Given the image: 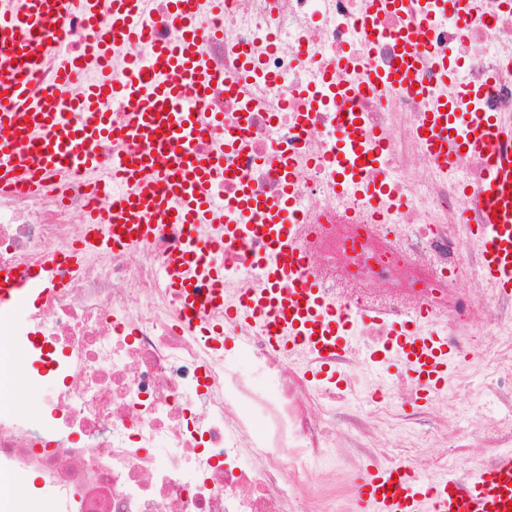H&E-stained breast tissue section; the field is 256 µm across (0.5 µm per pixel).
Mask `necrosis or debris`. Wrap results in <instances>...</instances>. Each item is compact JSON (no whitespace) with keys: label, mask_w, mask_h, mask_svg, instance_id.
Wrapping results in <instances>:
<instances>
[{"label":"necrosis or debris","mask_w":512,"mask_h":512,"mask_svg":"<svg viewBox=\"0 0 512 512\" xmlns=\"http://www.w3.org/2000/svg\"><path fill=\"white\" fill-rule=\"evenodd\" d=\"M412 8L434 15L417 84L383 100L369 74L395 65L408 14L373 18L371 0H224L223 13L204 14L217 31L208 59L222 77L206 103L226 117L206 137L242 128L251 142L248 155L225 154L229 177L214 187L225 223L241 227L219 254L224 303L203 314L214 331L189 328L165 273L183 246L176 224L84 252L53 291L20 315L0 314L12 363L31 365L12 386L13 405L0 406V476L32 477L0 495V512H319L314 490L336 465L353 493L361 463L417 470L418 449L439 438L482 448L486 469L512 447V299L486 313L482 249L454 229L480 223L463 187L479 183L503 147L490 142L448 171L419 138L433 97L460 85L475 93L459 111L512 116V0H481L463 17L446 0ZM168 12L169 0H145L148 40L117 46L118 58L145 61L151 43L177 40ZM243 70L241 97L228 81ZM351 111L359 127L350 134L339 116ZM342 145L368 159L361 183H339ZM287 154L296 164L285 175ZM243 181L290 199L305 269L346 314L352 338L334 361L341 383L313 379L315 355L275 349L261 324L234 313L265 284V243L231 207ZM379 181L385 192L374 202L365 187ZM87 182L73 173L33 190L0 185V270L24 272L76 248L79 218L95 203ZM402 330L443 337L458 360L455 382L430 390L433 405L473 393L490 415L472 429L409 438L389 455L369 440L406 436L391 418L419 389L400 372L372 386L357 362L364 349L396 358ZM228 337L263 384L228 362Z\"/></svg>","instance_id":"obj_1"}]
</instances>
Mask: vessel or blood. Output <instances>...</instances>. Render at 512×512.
<instances>
[{
    "label": "vessel or blood",
    "instance_id": "b4317fda",
    "mask_svg": "<svg viewBox=\"0 0 512 512\" xmlns=\"http://www.w3.org/2000/svg\"><path fill=\"white\" fill-rule=\"evenodd\" d=\"M220 4L172 0L170 19L179 27L180 38L154 44L151 66L135 59L118 76L112 70V50L117 43L142 40V0H0V179L31 186L73 170L100 173L97 146L108 141L122 147V157L101 174L99 189L109 204L85 215L84 242L108 246L126 234L149 237L159 224L185 225L186 244L170 258L168 275L188 316L201 306L200 283L210 284L211 300L223 299L224 263L196 230L206 225L222 240L237 238V226L225 223L212 189L224 177L225 148L249 151L248 139L241 136L216 143L206 153L193 148L218 121L201 106L217 80L205 51L209 34L201 17ZM75 11L92 31L100 13L108 12L110 37L92 38L75 63L60 61L57 40L32 45V36L45 24L66 30ZM425 21V16L415 17L398 32L402 64L372 73L377 96L413 82L421 52L416 34ZM55 60L60 63L57 94L32 95L29 76ZM83 71L94 72L93 84H78ZM108 95L131 104L120 125H113L111 113L99 107ZM422 129L433 154L447 168L463 152H474L488 140H512V129L499 117L481 112L456 117L444 98L433 102ZM476 195L482 210L475 233L483 248V278L493 292L512 296L511 157L493 165ZM237 208L262 225L269 242L259 258L267 286L242 300L241 317L272 326V340L288 351L343 347L347 326L304 273L285 202L257 198L244 185ZM68 263L63 257L48 260L38 274L5 273L0 277V306L43 293ZM395 342L421 388L444 383L453 358L441 337L399 335ZM358 496L361 512H512V450L498 453L493 468L477 470L463 487L449 480L429 483L402 468L370 470L359 478Z\"/></svg>",
    "mask_w": 512,
    "mask_h": 512
}]
</instances>
